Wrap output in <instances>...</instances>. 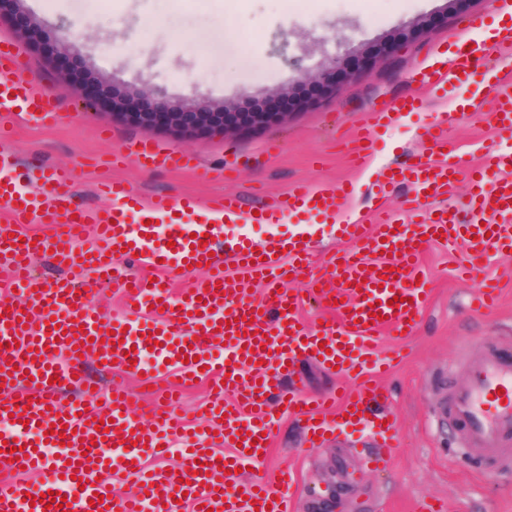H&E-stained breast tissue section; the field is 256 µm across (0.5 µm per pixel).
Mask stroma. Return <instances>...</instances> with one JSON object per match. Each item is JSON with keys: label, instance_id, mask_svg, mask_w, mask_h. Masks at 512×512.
Masks as SVG:
<instances>
[{"label": "stroma", "instance_id": "stroma-1", "mask_svg": "<svg viewBox=\"0 0 512 512\" xmlns=\"http://www.w3.org/2000/svg\"><path fill=\"white\" fill-rule=\"evenodd\" d=\"M23 11L38 29L55 32L73 23L80 35L72 67L91 62L92 74L115 95L159 89L145 103L166 109L187 99L225 104L241 112L260 105L276 112L260 128L231 134L189 137L162 127H147L113 117L83 103V89H59L46 56L35 50L11 16L0 17V39L14 43L21 60L18 76L47 93L69 111L64 122L47 127L37 118L12 119L9 143L21 168L62 164L74 171L78 203L100 206L96 184L108 177L126 180L135 192L150 196L190 194L206 200L227 192L246 204L285 199L299 180L336 186L348 193L347 209L366 213L375 203L373 182L385 165L427 157L429 127L439 107L396 119L382 131L380 150L359 169L349 168L341 144L383 102L416 92L412 72L449 53L461 37H485L496 15L487 0H23ZM483 21L473 29L474 21ZM412 33V50L389 59V47ZM257 66L240 71L243 57ZM320 75L321 86L305 96V74ZM288 91L282 108L271 89ZM492 99L468 111L446 133L447 151L493 147L499 134L488 113ZM146 142L161 151L193 153L199 167L212 173L200 180L196 170H140L131 153ZM127 153L113 167L112 155ZM342 223L321 224L281 213L272 224H231L232 234L251 239L305 236L314 255L336 251ZM457 247L428 245L419 276L429 302L410 342L407 359L385 385L400 433L384 469H361L358 449L375 450L379 440L365 430L328 433L322 447L304 445L299 420L278 418L276 436L253 476L275 483L282 467L294 468L298 481L284 491L286 512H415L424 497L447 501L450 512H512V467H484L455 454L456 433L442 414L448 387L461 383L474 357V341L512 351V252H489L459 268ZM499 279L502 292L489 310H467L481 277ZM316 396L343 379L312 359L297 363L294 378Z\"/></svg>", "mask_w": 512, "mask_h": 512}]
</instances>
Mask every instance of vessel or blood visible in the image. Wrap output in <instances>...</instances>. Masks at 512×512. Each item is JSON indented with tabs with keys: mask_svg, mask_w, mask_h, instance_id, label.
I'll return each instance as SVG.
<instances>
[{
	"mask_svg": "<svg viewBox=\"0 0 512 512\" xmlns=\"http://www.w3.org/2000/svg\"><path fill=\"white\" fill-rule=\"evenodd\" d=\"M488 51L484 40L461 38L449 58L420 68L415 80L443 92L484 72L470 106H480L485 85L497 87L489 118L495 129L512 135V76L488 66ZM17 67L10 45L0 42V114L38 113L56 122L62 104L19 80ZM421 109L418 99L400 98L373 111L346 145L350 165L360 167L373 153L389 119ZM441 118L430 136L436 154L386 168L376 184L381 200L402 184L413 196L347 224L345 248L318 272L308 240L271 239L257 249L248 239L227 237L224 227L270 224L279 209L329 222L346 207L344 190L299 182L278 206L253 208L231 193L206 202L188 194L146 198L112 180L97 188L106 206L88 207L75 203L66 168L41 169L34 177L39 192H25L13 154L1 149L0 208L7 217L0 220V271L7 273L17 300L0 318V420L16 429L0 451V469L17 477L36 469L46 475L32 487L1 484L0 512H177L182 505L189 512H284L280 491L292 487L291 471L281 473L276 489L259 480L241 483L239 474L266 457L280 410L304 422L309 448L319 447L329 431L359 425L394 441L399 423L382 409L379 383L394 359L377 355L375 342L387 330L396 348L408 343L427 304V290L417 282L427 238L461 242L474 258L512 249V152L486 150L477 168L449 160L445 131L459 115L445 112ZM134 155L144 170L196 163L191 153H163L146 143ZM466 172L472 190L464 208L431 209L432 200L447 196ZM33 216L64 230L36 237L17 232ZM43 250L63 272L51 283L31 266ZM132 266L203 268L208 275L175 295L162 277H131ZM300 276L315 286L320 303L336 311L313 331L295 313L292 283ZM257 279L266 290L255 302L248 290ZM97 285L122 292L136 305L138 318L114 320L112 335H103L105 314L92 298ZM216 344L224 354L209 358ZM145 351L181 375L218 376L200 429L184 428L170 396L155 404L151 418L137 416L135 392L120 381L98 384L84 369L83 357L91 353L103 372L141 373ZM307 356L335 367L348 377V386L315 399L296 389L279 392L280 377ZM444 412L458 426L471 460H512V358L479 350L463 383L449 386ZM177 439L187 446L178 466L145 467V457H167ZM219 443L228 447L227 455L214 453ZM117 464L134 471L135 494L100 482V474Z\"/></svg>",
	"mask_w": 512,
	"mask_h": 512,
	"instance_id": "vessel-or-blood-1",
	"label": "vessel or blood"
}]
</instances>
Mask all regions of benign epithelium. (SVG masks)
I'll return each instance as SVG.
<instances>
[{
  "mask_svg": "<svg viewBox=\"0 0 512 512\" xmlns=\"http://www.w3.org/2000/svg\"><path fill=\"white\" fill-rule=\"evenodd\" d=\"M22 0H0V16L9 13L19 28L31 34L33 43L51 60L57 63L58 82L65 88L75 82L82 84L86 93V102L100 105L114 114L145 125H163L186 132L209 133L220 131L228 133L234 130L253 128L278 116L276 112H228L225 106H202L196 103H184L170 112H148L141 108L140 98L128 94L122 98L108 95L105 86L92 79L91 75H81L68 68L59 57V50H68L66 42L78 39L73 27H68L65 34L51 39L34 27L32 20L19 14L17 5Z\"/></svg>",
  "mask_w": 512,
  "mask_h": 512,
  "instance_id": "7a95c632",
  "label": "benign epithelium"
}]
</instances>
